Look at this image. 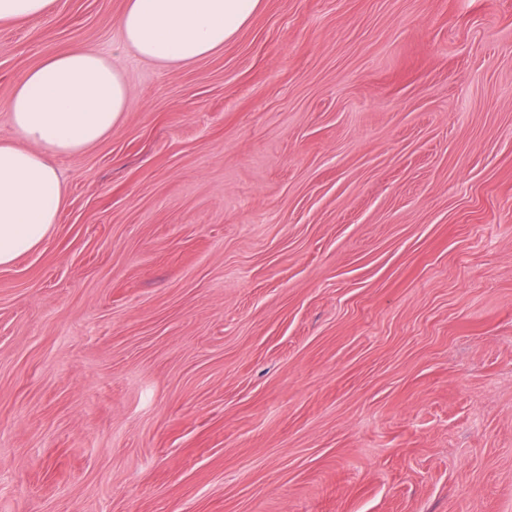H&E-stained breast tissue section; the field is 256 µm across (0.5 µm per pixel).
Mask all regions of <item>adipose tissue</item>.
Wrapping results in <instances>:
<instances>
[{"label":"adipose tissue","mask_w":512,"mask_h":512,"mask_svg":"<svg viewBox=\"0 0 512 512\" xmlns=\"http://www.w3.org/2000/svg\"><path fill=\"white\" fill-rule=\"evenodd\" d=\"M264 0H126L120 48L164 67L223 49ZM133 101L121 71L94 47L46 57L0 105L12 139L0 142V267L40 250L59 222L66 188L52 159L83 153L110 137Z\"/></svg>","instance_id":"adipose-tissue-1"}]
</instances>
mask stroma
<instances>
[{
	"instance_id": "stroma-1",
	"label": "stroma",
	"mask_w": 512,
	"mask_h": 512,
	"mask_svg": "<svg viewBox=\"0 0 512 512\" xmlns=\"http://www.w3.org/2000/svg\"><path fill=\"white\" fill-rule=\"evenodd\" d=\"M125 0L0 25V102L109 54L0 268V512H512V0H264L174 68Z\"/></svg>"
}]
</instances>
